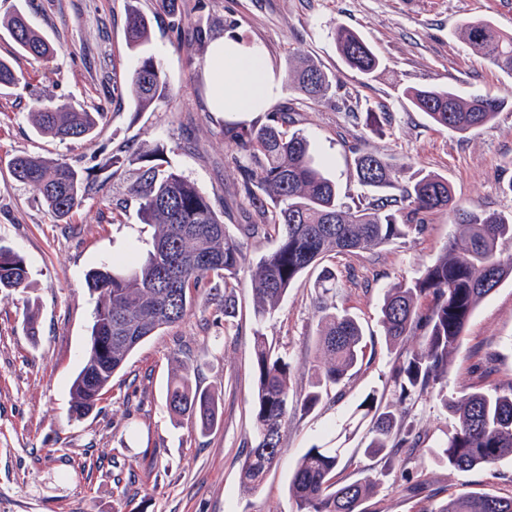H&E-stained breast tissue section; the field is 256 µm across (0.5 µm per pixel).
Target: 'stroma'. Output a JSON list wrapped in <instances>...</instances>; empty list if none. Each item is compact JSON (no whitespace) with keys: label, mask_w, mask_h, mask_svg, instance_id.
<instances>
[{"label":"stroma","mask_w":512,"mask_h":512,"mask_svg":"<svg viewBox=\"0 0 512 512\" xmlns=\"http://www.w3.org/2000/svg\"><path fill=\"white\" fill-rule=\"evenodd\" d=\"M171 17L155 0H0V19L25 11L55 47L36 60L17 54L0 27V57L12 59L22 84L0 89V245L20 254L29 285L0 292V512H296L288 482L300 455L329 440L362 398L377 392L386 407L398 395L390 380L401 349L381 334L380 302L395 282L431 262L449 238L460 236L452 214L431 216L422 233L397 248L381 247L332 263L337 284L317 286V271L304 274L263 324L254 318L249 277L239 274L227 295L202 290L178 324L150 337L113 377L112 387L87 416L71 417L70 385L90 342L97 296L86 285L89 270L145 257L152 229L141 223L136 202L114 211L134 154L162 147L172 167L216 204L230 234L239 235L250 210L224 140V120L208 112L202 72L211 38L235 30L261 43L275 70L287 75L297 57L313 59L336 81L313 102L281 85L278 103L298 113L297 129L329 158V172L343 200L360 196L355 150L387 156L402 165V182L418 170L447 177L458 204L468 209L512 212V109L461 136L432 127L403 92L409 87L449 86L458 93L512 99V76L493 67L456 31L474 19L491 20L512 34V0H178ZM151 21L145 46L162 65L170 96L154 110L113 102L115 78L127 77L137 54L125 44L130 9ZM357 32L381 59L364 76L350 70L336 50L337 26ZM66 102L77 110L103 108L92 138L59 141L38 135L29 119L37 102ZM385 112L383 133L365 118ZM123 152L121 177L97 184L70 222L57 221L36 191L16 182L13 157L38 154L63 159L92 173L103 158ZM236 316L224 319V300ZM347 309L374 345L360 371L340 394L289 421L281 456L253 492L240 487V468L253 434V334L291 365V393L306 392L314 379V339L319 307ZM38 315V333L25 328ZM187 370L194 385L215 393L219 422L201 433L194 420H173L165 406L170 370ZM512 382V281L486 298L470 318L448 372V390L485 389ZM419 432L418 447L398 457L364 455L367 429L347 443L339 479L372 476L379 512H430L464 492L512 496V459L493 469L459 471L438 463L433 448L446 440L455 420L435 398L404 403ZM420 486L408 491L405 473Z\"/></svg>","instance_id":"stroma-1"}]
</instances>
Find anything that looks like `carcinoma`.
Returning a JSON list of instances; mask_svg holds the SVG:
<instances>
[{
    "mask_svg": "<svg viewBox=\"0 0 512 512\" xmlns=\"http://www.w3.org/2000/svg\"><path fill=\"white\" fill-rule=\"evenodd\" d=\"M16 52L41 58L53 52L47 39L28 22L22 10L5 22ZM458 37L500 71L512 75V34L491 21L476 19L459 28ZM127 48L137 51L150 38L147 18L136 10L125 19ZM336 49L346 65L373 74L380 59L354 31L336 27ZM11 61L0 58V86L19 83ZM290 86L319 101L332 88V77L313 61L301 59L288 73ZM139 112L168 98L169 85L160 63L139 57L125 88ZM409 103L439 129L466 135L492 122L509 107L508 100L472 94L464 97L451 87H412ZM101 113L76 111L66 103H39L30 113L38 133L61 141L91 136ZM296 119L281 106L266 114V122L224 123V139L236 151L234 163L242 177L245 198L260 223L241 225V236L226 231L210 199L195 183L174 170L157 147L139 154L135 177L126 186L137 201L142 223L153 228L152 248L140 263L103 266L87 274V286L98 294L90 344L82 368L70 386L71 415L80 418L109 391L112 377L147 339L181 321L193 307L200 286L229 287L230 279L249 269L255 316L262 321L281 305L288 289L304 273L338 255L395 244L420 232L429 217L450 212L463 228L460 239L444 247L417 276L393 284L380 305V325L388 346H407L392 368L391 381L399 404L414 395H433L457 424L437 449L438 460L453 468L492 467L512 458V383L459 394H448V361L474 311L503 282L512 278V253L501 245L512 242V214L466 209L454 203L448 179L419 171L412 182H399L390 160L372 153L354 158L358 183L368 190L350 205L342 201L328 175V160L294 128ZM125 159L114 154L99 172L115 178ZM11 173L35 189L42 203L60 220L81 208L95 189L97 177L67 162L20 156ZM262 234L274 246L255 263L248 258L249 240ZM24 259L0 246V290L27 286ZM112 308V347L93 344L107 335ZM368 343L358 320L346 310L321 309L315 338L316 381L300 395L290 394V364L274 351L264 334L255 331L253 417L255 434L240 472L246 492L259 488L278 462L282 430L298 413L322 403L328 388L358 372ZM166 407L173 416L195 420L203 430L217 421L215 395L192 386L188 374L175 367L169 375ZM373 421L365 453L393 454L408 443L405 411L381 409L375 394L367 395L340 425L337 438H350L366 419ZM346 448L314 444L298 459L288 484L297 512H377L371 503L373 483L336 480ZM433 512H512V497L470 492L449 498Z\"/></svg>",
    "mask_w": 512,
    "mask_h": 512,
    "instance_id": "1",
    "label": "carcinoma"
}]
</instances>
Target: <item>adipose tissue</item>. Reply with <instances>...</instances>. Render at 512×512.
Masks as SVG:
<instances>
[{"label": "adipose tissue", "mask_w": 512, "mask_h": 512, "mask_svg": "<svg viewBox=\"0 0 512 512\" xmlns=\"http://www.w3.org/2000/svg\"><path fill=\"white\" fill-rule=\"evenodd\" d=\"M206 56L203 81L208 111L247 122L277 98L280 78L262 45L227 31L213 36Z\"/></svg>", "instance_id": "adipose-tissue-1"}]
</instances>
